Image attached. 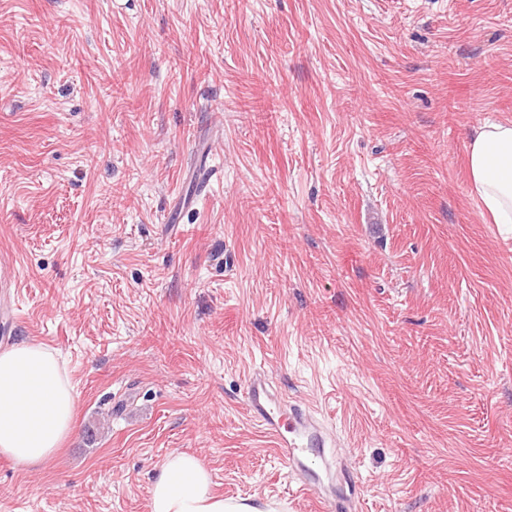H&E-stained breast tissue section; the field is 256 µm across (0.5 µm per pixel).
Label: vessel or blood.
<instances>
[{
    "label": "vessel or blood",
    "instance_id": "1",
    "mask_svg": "<svg viewBox=\"0 0 512 512\" xmlns=\"http://www.w3.org/2000/svg\"><path fill=\"white\" fill-rule=\"evenodd\" d=\"M246 401L252 418L268 436L273 451L286 460L300 481L299 489L312 498L316 512H344L346 505L324 482L332 474V464L311 471L312 456H324L327 430L316 417L298 409H283L264 374H254L247 385Z\"/></svg>",
    "mask_w": 512,
    "mask_h": 512
}]
</instances>
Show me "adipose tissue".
<instances>
[{
    "label": "adipose tissue",
    "instance_id": "adipose-tissue-1",
    "mask_svg": "<svg viewBox=\"0 0 512 512\" xmlns=\"http://www.w3.org/2000/svg\"><path fill=\"white\" fill-rule=\"evenodd\" d=\"M472 192L512 234V123L488 122L467 146ZM77 397L53 350L22 342L0 351V455L25 467L52 458L73 432ZM149 512H277L224 498L202 462L171 453L155 476Z\"/></svg>",
    "mask_w": 512,
    "mask_h": 512
}]
</instances>
